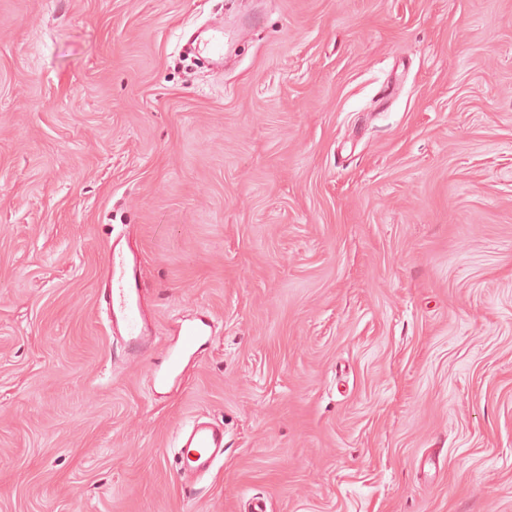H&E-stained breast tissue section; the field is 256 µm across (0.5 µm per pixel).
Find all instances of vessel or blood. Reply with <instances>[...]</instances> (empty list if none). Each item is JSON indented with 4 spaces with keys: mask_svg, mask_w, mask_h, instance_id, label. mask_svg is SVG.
Instances as JSON below:
<instances>
[{
    "mask_svg": "<svg viewBox=\"0 0 512 512\" xmlns=\"http://www.w3.org/2000/svg\"><path fill=\"white\" fill-rule=\"evenodd\" d=\"M188 47L191 51L206 54L213 67H223V22L192 34ZM102 288L108 304L111 335L120 339L129 353L140 355L149 351L154 336L150 328L151 317L145 307L148 283L143 274L142 258L131 244L117 239L110 245ZM212 334V326L205 320L185 326L179 347L167 353L164 371L155 375V385L166 386L175 378L183 360L194 355ZM223 454V428L206 419L195 420L181 436L180 481L190 484L193 477L208 472Z\"/></svg>",
    "mask_w": 512,
    "mask_h": 512,
    "instance_id": "obj_1",
    "label": "vessel or blood"
}]
</instances>
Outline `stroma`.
<instances>
[{"instance_id":"35a3bbf8","label":"stroma","mask_w":512,"mask_h":512,"mask_svg":"<svg viewBox=\"0 0 512 512\" xmlns=\"http://www.w3.org/2000/svg\"><path fill=\"white\" fill-rule=\"evenodd\" d=\"M218 15L220 74L185 38ZM125 234L139 360L99 290ZM254 497L512 512V0H0V512ZM213 335L212 325L201 319L200 322L185 326L181 330V343L177 349L170 350L162 363L165 370L154 375V384L158 387L166 386L171 379L176 378L181 363L187 356L194 355ZM206 340L205 342H203ZM222 456L224 428L206 419L195 420L181 436L180 481L191 489L192 478L208 472Z\"/></svg>"}]
</instances>
